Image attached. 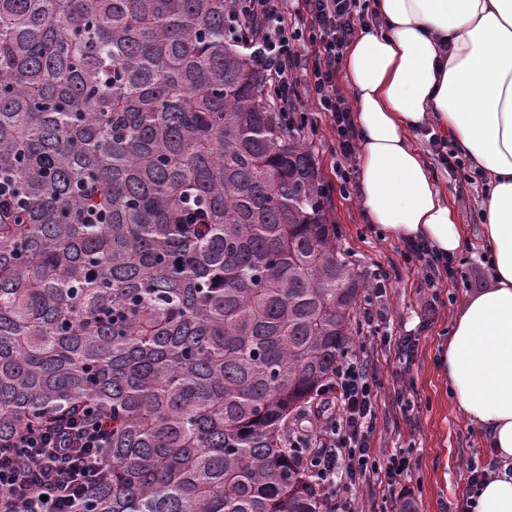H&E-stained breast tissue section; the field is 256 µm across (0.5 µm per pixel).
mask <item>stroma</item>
Masks as SVG:
<instances>
[{
    "mask_svg": "<svg viewBox=\"0 0 512 512\" xmlns=\"http://www.w3.org/2000/svg\"><path fill=\"white\" fill-rule=\"evenodd\" d=\"M297 107L306 118V140L330 190L329 212L338 230L339 249L362 276H370L377 266L389 272L386 328L395 335H411L415 341L412 363L407 367L388 347L378 349L380 402L373 445L384 457L400 448L411 451L416 465L410 477L401 482V496L414 504L415 512H448L449 507L470 495L469 466L486 465L496 459L483 435L462 418L438 369L440 346L456 307L476 289L477 279L487 276L479 259L480 197L471 186L462 185L460 175L437 170L436 176L456 202L459 219L466 228L468 242L459 259L470 281L440 288L434 324L418 331L420 274L405 257L406 242L378 232L362 206L359 183L342 188L334 168L337 144L326 122L316 118L307 97H300Z\"/></svg>",
    "mask_w": 512,
    "mask_h": 512,
    "instance_id": "obj_1",
    "label": "stroma"
}]
</instances>
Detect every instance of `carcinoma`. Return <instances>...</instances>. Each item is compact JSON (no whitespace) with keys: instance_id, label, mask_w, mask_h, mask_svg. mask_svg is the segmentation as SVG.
<instances>
[{"instance_id":"cac0c4a2","label":"carcinoma","mask_w":512,"mask_h":512,"mask_svg":"<svg viewBox=\"0 0 512 512\" xmlns=\"http://www.w3.org/2000/svg\"><path fill=\"white\" fill-rule=\"evenodd\" d=\"M232 0H0V441L88 408L76 512H319L287 443L364 279Z\"/></svg>"}]
</instances>
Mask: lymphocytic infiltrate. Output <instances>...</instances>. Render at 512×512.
Returning a JSON list of instances; mask_svg holds the SVG:
<instances>
[{
	"label": "lymphocytic infiltrate",
	"mask_w": 512,
	"mask_h": 512,
	"mask_svg": "<svg viewBox=\"0 0 512 512\" xmlns=\"http://www.w3.org/2000/svg\"><path fill=\"white\" fill-rule=\"evenodd\" d=\"M233 23L250 45L252 56L281 114L293 111L298 96L296 73L302 55L299 40L312 51L307 93L337 142L336 169L349 178L358 138L352 105L337 82L348 45L373 21L360 0H239ZM421 270L420 288L456 286L466 274L452 258L425 242L408 246ZM374 285L358 316L364 342L391 344L399 357H410L413 339L382 330L387 319L386 272L373 274ZM377 372L366 356L354 355L339 365L321 401L331 413L317 430L292 435L320 512H366L363 485H378L383 501L398 499L397 486L413 469L409 454L398 452L378 460L373 434L378 420ZM107 435L92 417L74 416L56 429L40 427L17 433L0 445V512H75L96 485L105 465L99 453Z\"/></svg>",
	"instance_id": "f902f5d3"
}]
</instances>
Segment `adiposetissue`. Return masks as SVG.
<instances>
[{"instance_id":"adipose-tissue-1","label":"adipose tissue","mask_w":512,"mask_h":512,"mask_svg":"<svg viewBox=\"0 0 512 512\" xmlns=\"http://www.w3.org/2000/svg\"><path fill=\"white\" fill-rule=\"evenodd\" d=\"M374 28L344 54L372 223L447 257L466 240L414 138L433 127L485 175L489 283L455 312L439 366L466 422L501 461L471 512H512V0H371Z\"/></svg>"}]
</instances>
